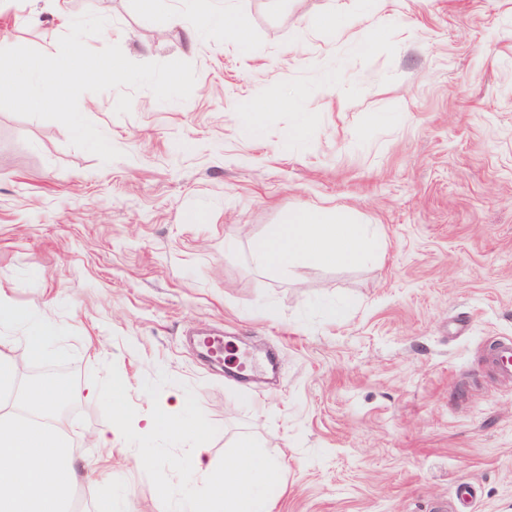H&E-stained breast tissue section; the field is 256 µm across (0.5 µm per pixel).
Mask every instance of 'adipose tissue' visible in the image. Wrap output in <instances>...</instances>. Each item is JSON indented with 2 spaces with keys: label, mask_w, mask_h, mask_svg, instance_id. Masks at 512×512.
Listing matches in <instances>:
<instances>
[{
  "label": "adipose tissue",
  "mask_w": 512,
  "mask_h": 512,
  "mask_svg": "<svg viewBox=\"0 0 512 512\" xmlns=\"http://www.w3.org/2000/svg\"><path fill=\"white\" fill-rule=\"evenodd\" d=\"M369 227L346 214L306 207L287 223L271 226L254 238L252 250L265 265L285 269L298 262L357 261L366 248ZM21 325L27 331L23 349L36 359L50 353L49 312L16 307L0 294V326ZM70 395L69 385L42 382L28 387L27 412L0 406V512H74L72 493L80 461L58 430L57 417L48 413ZM187 393L173 394L150 420L145 433L168 438L197 437L203 423L190 412ZM208 451H193L186 475L181 512H271L280 489L277 462L240 444L236 453L214 467Z\"/></svg>",
  "instance_id": "adipose-tissue-1"
}]
</instances>
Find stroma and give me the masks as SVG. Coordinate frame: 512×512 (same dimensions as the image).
<instances>
[{"mask_svg":"<svg viewBox=\"0 0 512 512\" xmlns=\"http://www.w3.org/2000/svg\"><path fill=\"white\" fill-rule=\"evenodd\" d=\"M0 0V40L58 51L92 11L135 62L183 60L184 101L84 93L81 113L121 151L105 164L56 121L0 110V292L50 309L60 424L123 512H175L191 449L221 466L240 440L280 460L274 512H512V0H211L247 32L201 31L194 0ZM335 19L342 36L322 27ZM305 207L374 227L355 264L261 267L251 242ZM223 337L221 367L192 335ZM126 385L125 416L86 383ZM182 391L206 430L144 435ZM111 429L112 446L92 439Z\"/></svg>","mask_w":512,"mask_h":512,"instance_id":"35a3bbf8","label":"stroma"}]
</instances>
